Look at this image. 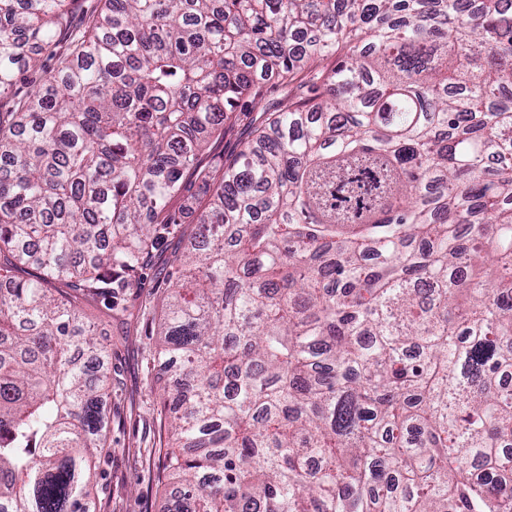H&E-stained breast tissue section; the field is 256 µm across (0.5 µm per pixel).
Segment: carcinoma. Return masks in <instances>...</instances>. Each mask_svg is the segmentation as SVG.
Instances as JSON below:
<instances>
[{"instance_id": "carcinoma-1", "label": "carcinoma", "mask_w": 512, "mask_h": 512, "mask_svg": "<svg viewBox=\"0 0 512 512\" xmlns=\"http://www.w3.org/2000/svg\"><path fill=\"white\" fill-rule=\"evenodd\" d=\"M101 2L40 70L79 0H0V512H96L85 306L126 309L189 171L167 512H512V0ZM251 128L244 122H239L227 129L224 139L214 140L207 153L202 157L203 165L210 163L213 159H227L239 150L240 144L250 136Z\"/></svg>"}]
</instances>
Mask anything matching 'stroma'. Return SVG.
Wrapping results in <instances>:
<instances>
[{"label":"stroma","instance_id":"35a3bbf8","mask_svg":"<svg viewBox=\"0 0 512 512\" xmlns=\"http://www.w3.org/2000/svg\"><path fill=\"white\" fill-rule=\"evenodd\" d=\"M187 244L186 232L169 235L144 269L142 287L128 291L131 314L98 322L101 340L112 347L108 446L94 458L98 512H165L167 494L176 482L163 468L166 452L174 445L166 390L176 378L160 376L154 343L156 304L168 290L170 261Z\"/></svg>","mask_w":512,"mask_h":512}]
</instances>
